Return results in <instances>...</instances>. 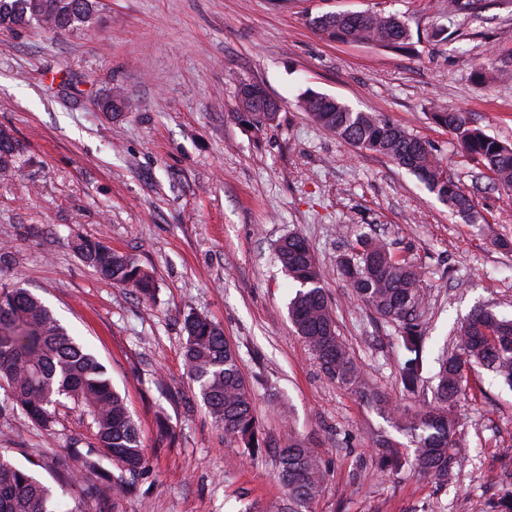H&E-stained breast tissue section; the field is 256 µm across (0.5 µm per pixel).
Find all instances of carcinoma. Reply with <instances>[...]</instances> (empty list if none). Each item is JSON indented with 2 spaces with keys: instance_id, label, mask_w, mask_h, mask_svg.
Masks as SVG:
<instances>
[{
  "instance_id": "cac0c4a2",
  "label": "carcinoma",
  "mask_w": 512,
  "mask_h": 512,
  "mask_svg": "<svg viewBox=\"0 0 512 512\" xmlns=\"http://www.w3.org/2000/svg\"><path fill=\"white\" fill-rule=\"evenodd\" d=\"M56 0H0V27L14 29L38 25L55 31L89 26L99 0H67L68 14L57 11ZM316 27L340 42H370L386 48H407L411 32L395 14L366 13L358 21L342 14L314 18ZM302 107L318 125L339 139L384 155L417 177L424 187L469 222H476L472 198L444 168L430 144L390 121L368 112H355L338 100L307 92ZM433 120L453 134L462 151L483 163L491 179L512 190V146H507L471 124L463 112L432 113ZM277 112H251L247 122L258 128L272 125ZM17 140L0 128V171L14 168ZM78 258L102 279L132 288L147 302L157 285L152 274L131 256L113 250L98 239L73 242ZM282 271L297 286L288 315L297 334L315 354L326 376L355 392L369 391L362 367L337 332L332 305L321 287L323 273L306 240L297 233L283 238L276 248ZM338 271L352 294L380 317L399 323L409 357L402 381L410 387L421 366L422 330L416 313L425 303L420 274L396 258L386 239L363 236L351 253L338 261ZM183 356L190 379L224 438L255 454L262 448L249 385L239 367V356L224 337L220 325L192 312L186 316ZM481 368L512 386V318L478 306L457 324L450 352L436 374L435 402L424 411H401L398 427L412 439V459L397 451L392 439L375 441L376 463L382 471L410 465L419 474L445 484L461 466L454 437L464 426L459 399L468 374ZM0 389L5 398L1 412H18L49 431L58 424L60 408L71 403L90 420L94 442L87 450L73 442L69 451L81 459L85 475L112 462L119 474L101 484L83 481L89 498L126 491L125 475L144 464L140 431L125 398L116 391L105 367L87 352L48 307L21 284L0 290ZM278 478L288 491V510L299 512L319 496L322 464L314 451L296 441L280 450ZM0 512H83L62 510L58 489L33 471L0 453Z\"/></svg>"
}]
</instances>
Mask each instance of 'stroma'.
<instances>
[{
  "mask_svg": "<svg viewBox=\"0 0 512 512\" xmlns=\"http://www.w3.org/2000/svg\"><path fill=\"white\" fill-rule=\"evenodd\" d=\"M327 12L404 17L407 50L333 41L312 24ZM101 20L55 33L0 29V128L22 151L0 178V288L21 282L106 366L140 429L145 467L118 502L87 512H282L276 453L300 440L324 479L313 512H490L512 491V388L468 377L457 434L462 470L446 485L411 468H375L374 440L413 447L393 415L329 380L295 334L296 287L275 260L302 235L323 270L338 333L368 383L398 407L434 402L438 360L456 323L478 305L512 315V192L461 153L433 112H465L512 145V0H103ZM447 27L449 38L432 39ZM486 81L475 85L476 65ZM282 104L256 129L237 112L240 83ZM124 89L133 108L103 112ZM383 114L429 142L473 199L467 223L391 159L356 149L297 105L306 90ZM363 235L384 237L417 267L428 302L424 370L403 388L398 325L351 298L336 262ZM76 237L105 239L152 272L153 302L101 279L75 255ZM219 323L250 385L268 445L251 458L227 444L183 359L189 311ZM91 441L79 410L54 434L0 414V452L50 485L79 471L72 440Z\"/></svg>",
  "mask_w": 512,
  "mask_h": 512,
  "instance_id": "stroma-1",
  "label": "stroma"
}]
</instances>
